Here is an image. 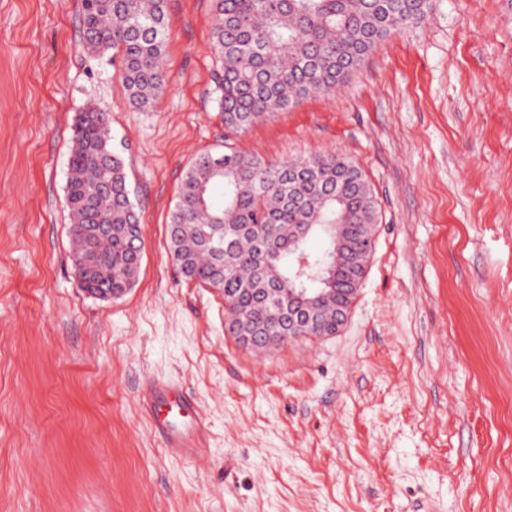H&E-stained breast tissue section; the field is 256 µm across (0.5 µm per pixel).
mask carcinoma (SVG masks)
Returning <instances> with one entry per match:
<instances>
[{"label":"carcinoma","mask_w":512,"mask_h":512,"mask_svg":"<svg viewBox=\"0 0 512 512\" xmlns=\"http://www.w3.org/2000/svg\"><path fill=\"white\" fill-rule=\"evenodd\" d=\"M214 93L224 126L240 134L261 118L311 94L336 91L391 34L417 27L433 0H212ZM83 42L119 63L130 102L152 109L166 75V0H81ZM67 204L79 287L121 297L138 279L141 233L122 157L112 146L109 114L98 104L74 127ZM343 225L356 243L363 225L380 223L373 190L348 158L328 153L271 164L228 144L198 154L169 216V253L181 276L224 297L229 333L253 336L284 319L288 242L298 224ZM309 284L326 289L323 332L335 327L351 270Z\"/></svg>","instance_id":"1"}]
</instances>
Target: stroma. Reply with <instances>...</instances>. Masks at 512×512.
<instances>
[{
    "label": "stroma",
    "instance_id": "1",
    "mask_svg": "<svg viewBox=\"0 0 512 512\" xmlns=\"http://www.w3.org/2000/svg\"><path fill=\"white\" fill-rule=\"evenodd\" d=\"M81 0H0V512H512V0H433L333 95L235 136L366 175L376 247L337 336L264 352L183 279L167 224L224 143L212 0H167L165 91L136 110L81 48ZM110 112L145 249L118 299L83 291L66 206L75 119ZM178 386L202 456L138 393ZM140 405L151 419L163 445L172 453H199L206 431L205 420L196 416L187 429L177 427V415L193 413V403L187 395L169 383L148 381L142 389Z\"/></svg>",
    "mask_w": 512,
    "mask_h": 512
}]
</instances>
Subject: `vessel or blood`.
Listing matches in <instances>:
<instances>
[{"label":"vessel or blood","mask_w":512,"mask_h":512,"mask_svg":"<svg viewBox=\"0 0 512 512\" xmlns=\"http://www.w3.org/2000/svg\"><path fill=\"white\" fill-rule=\"evenodd\" d=\"M139 402L165 448L190 456L199 452L206 431L204 419L195 417L192 426L185 429L175 423L176 416L192 414L193 403L187 395L172 384L150 381L143 387Z\"/></svg>","instance_id":"vessel-or-blood-1"}]
</instances>
